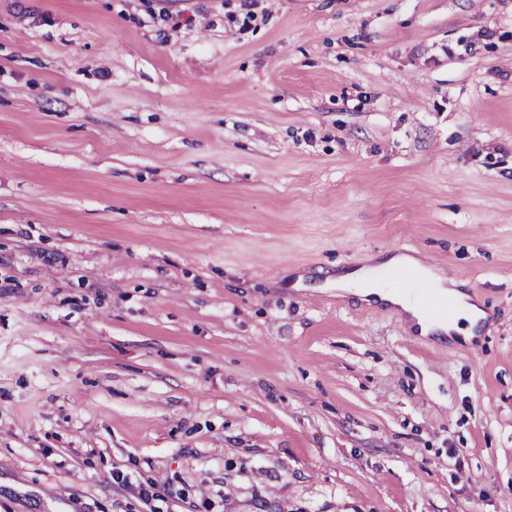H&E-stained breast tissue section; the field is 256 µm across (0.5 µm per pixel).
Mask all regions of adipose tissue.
<instances>
[{"label": "adipose tissue", "instance_id": "obj_1", "mask_svg": "<svg viewBox=\"0 0 512 512\" xmlns=\"http://www.w3.org/2000/svg\"><path fill=\"white\" fill-rule=\"evenodd\" d=\"M397 267L420 269L418 260L407 254L371 256L359 268L337 272L332 284L340 297L351 296L361 302L382 303L401 309L410 329L421 336L441 337L453 333L469 344L478 339L487 315L478 297L465 290L463 283L448 277L441 269H420L422 277L431 282L438 299L451 300L455 305L452 318L432 317L399 288L378 281V271Z\"/></svg>", "mask_w": 512, "mask_h": 512}]
</instances>
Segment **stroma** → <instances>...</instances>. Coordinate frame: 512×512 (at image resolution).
Segmentation results:
<instances>
[{
    "instance_id": "stroma-1",
    "label": "stroma",
    "mask_w": 512,
    "mask_h": 512,
    "mask_svg": "<svg viewBox=\"0 0 512 512\" xmlns=\"http://www.w3.org/2000/svg\"><path fill=\"white\" fill-rule=\"evenodd\" d=\"M0 512H512V0H0ZM397 267H411L430 281L441 302L449 298L454 303V316L450 320L431 317L398 287L385 285L377 280L378 271ZM327 283L335 286L339 292L337 297L351 296L359 302L382 303L401 309L409 328L424 337L432 334L443 337L448 334L450 340L462 339L471 344L480 337L479 333L487 318L478 297L463 289L465 284L448 277L442 269L421 268L419 261L407 254L370 256L361 267L339 271ZM452 333L457 336H452Z\"/></svg>"
}]
</instances>
